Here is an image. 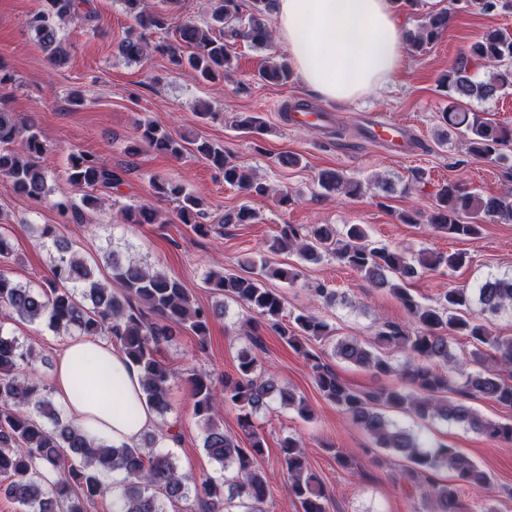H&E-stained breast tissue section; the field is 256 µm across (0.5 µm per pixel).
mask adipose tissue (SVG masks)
Wrapping results in <instances>:
<instances>
[{
	"label": "adipose tissue",
	"mask_w": 512,
	"mask_h": 512,
	"mask_svg": "<svg viewBox=\"0 0 512 512\" xmlns=\"http://www.w3.org/2000/svg\"><path fill=\"white\" fill-rule=\"evenodd\" d=\"M274 17L297 75L324 100L385 88L402 60L407 31L391 0H277ZM49 385L71 423L90 436L132 445L155 424L138 370L105 337H69Z\"/></svg>",
	"instance_id": "ef3b65f1"
}]
</instances>
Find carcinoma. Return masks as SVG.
<instances>
[{"label":"carcinoma","instance_id":"obj_1","mask_svg":"<svg viewBox=\"0 0 512 512\" xmlns=\"http://www.w3.org/2000/svg\"><path fill=\"white\" fill-rule=\"evenodd\" d=\"M47 8L33 13L26 26L46 52L52 64H63L59 22L83 24L94 20V12L82 9L89 0H45ZM126 13L141 29L138 37L128 36L120 44L129 60L149 54L167 57L180 68L193 71L203 82L220 81L234 70L224 38L242 39L254 46L270 43L269 20L275 0H251L247 24L234 26L239 0H213L206 26L191 17L171 26L169 12L152 11L144 0H123ZM450 15L432 12L407 32V46L419 54L448 29ZM173 30V39L154 43L144 39L148 31ZM289 60L271 59L259 69L261 80L283 84L291 77ZM448 92V110L443 120L448 131L464 139L478 159L507 165L512 155V127L491 122L466 107L468 101H486L512 91V32L491 28L472 42L463 56L453 62L441 78ZM137 139L129 151L142 145L173 157L190 149L217 169L224 183L250 195L265 197L269 188L247 175L231 152L207 139L178 137L153 122L137 127ZM49 149L34 119L20 121L0 108V177L22 196L43 200L46 174L38 159ZM67 181L87 188L81 204L69 200L55 206L62 216L79 220L82 211L94 209L100 195L112 192L120 177L97 156L77 150L70 154ZM318 185L327 193L356 197L363 184L338 170L318 173ZM156 196L178 202L177 218L199 234L211 225L203 223L206 210L201 198L185 192L182 185L153 179ZM495 218L512 223V191L497 196L481 194L448 181L437 189L435 205L427 223L437 232L456 239L479 235L483 222ZM122 224H158L156 209L141 205L120 211ZM39 239L51 242V278L34 288L0 273V316L24 322L42 323L60 335L105 336L118 345L141 374L142 391L159 415L170 410L169 389L175 373L157 359L162 345L172 341L177 329L189 330L205 348L209 334V312L195 304L184 285L146 264L110 254L112 278L122 292L106 287L99 270L61 244L54 225L30 224ZM272 254L292 252L302 261L318 263L334 258L359 273L372 287L386 289L412 318L415 328L406 330L386 322L378 329L374 345L354 338L337 340L333 355L378 375L392 371L390 354L404 357V385L383 387L375 392L358 391L343 383L331 366L307 347L311 339L332 337L333 327L325 319L301 312L284 321L281 293L266 287L275 278L292 283L294 270L278 267L262 257L247 261L253 276L211 271L205 283L216 293L239 302L262 319L293 350L303 356L313 372L322 395L372 439V453L385 449L407 459L411 466L401 477L419 488L427 512H460L459 486L440 482L433 473L446 468L458 482L473 487L489 483L488 475L466 456L440 445L427 450L417 436L388 418L384 410L440 418L485 434L494 441L512 444V421H491L480 415L467 400L487 399L512 408V383L485 366L484 350L504 367H512V337L495 334L492 320L512 310V276L490 275L474 288H450L436 305L418 302L406 285L421 270H455L466 262V254L422 249L409 253L397 247L377 245L368 239L361 224H284L271 241ZM477 299L479 312L471 311ZM466 336L473 347L476 365L465 375L458 398H448V374L444 368L454 362L449 339ZM237 373L215 381L208 373H191L192 413L204 431L203 448L224 469V476L195 477L179 470L170 453L155 450L159 435L146 434L136 445H116L92 438L63 419L57 411L49 384L36 374L42 356L0 329V494L21 508V512H89L96 500L109 492L104 477L121 475L114 512H169L188 503L187 512H261L259 505L271 490L257 458L265 451V438L253 419L278 404L308 421L311 410L297 391L259 366L251 350L240 351ZM239 410L238 425L245 438L224 433L223 407ZM281 464L288 474L286 490L300 505L301 512H329V499L320 478L309 469L300 439L286 436L280 444ZM41 463L56 474L49 482L36 470Z\"/></svg>","mask_w":512,"mask_h":512}]
</instances>
